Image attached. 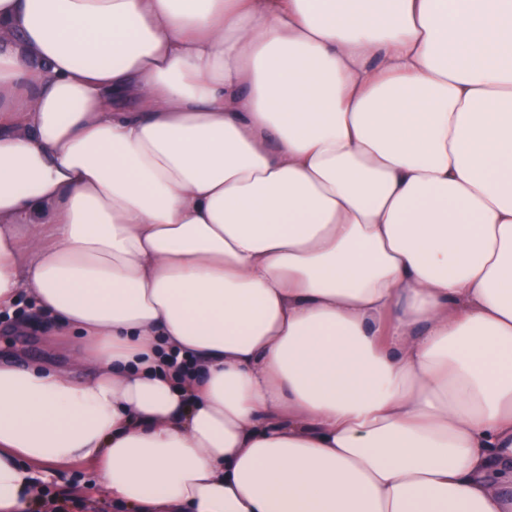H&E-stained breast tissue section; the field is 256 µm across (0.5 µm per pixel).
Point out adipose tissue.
Masks as SVG:
<instances>
[{
  "label": "adipose tissue",
  "instance_id": "1",
  "mask_svg": "<svg viewBox=\"0 0 512 512\" xmlns=\"http://www.w3.org/2000/svg\"><path fill=\"white\" fill-rule=\"evenodd\" d=\"M21 301L0 512H512V0H0ZM53 345V336H48L39 328L30 311L21 309L14 319L8 320L1 315V357L12 356L25 363L65 362L67 355ZM45 485L48 486L46 489L48 497L43 500L44 507L40 508L42 511L54 512L57 511L55 510L56 506L63 505L65 511L69 512L84 511V509H91L88 512H108L104 507H89L85 503H82V507L84 508L82 509L78 502H64L61 493H67L71 488H76L78 496L81 499L86 500L87 503L91 501H100L102 503L105 502L107 504H112V496L106 494L96 485L91 470L81 464H72L69 467L60 470L57 476ZM55 495H57L56 499L54 498ZM70 495L71 493H67L66 496H64V499H71ZM61 499L63 504H59Z\"/></svg>",
  "mask_w": 512,
  "mask_h": 512
}]
</instances>
